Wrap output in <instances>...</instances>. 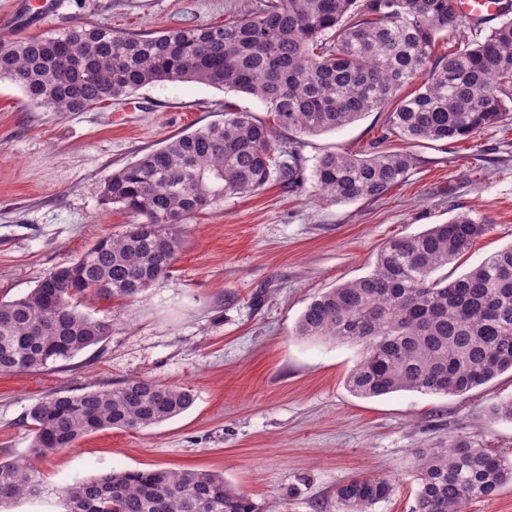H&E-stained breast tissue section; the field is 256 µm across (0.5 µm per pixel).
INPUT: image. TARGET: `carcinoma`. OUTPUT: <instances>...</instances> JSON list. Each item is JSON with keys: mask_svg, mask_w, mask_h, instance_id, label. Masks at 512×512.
I'll list each match as a JSON object with an SVG mask.
<instances>
[{"mask_svg": "<svg viewBox=\"0 0 512 512\" xmlns=\"http://www.w3.org/2000/svg\"><path fill=\"white\" fill-rule=\"evenodd\" d=\"M458 16L453 0H262L220 25L159 35L77 23L0 42V79L53 112H85L162 81L228 88L261 101L275 126L224 106V121L169 138L112 173L104 198L140 217L120 236L98 239L50 270L25 296L0 301V374L39 371L104 342L111 321L84 301L134 300L174 264L179 223L226 196L276 180L301 182L299 134L343 128L391 108L392 132L457 142L512 118V17L448 54L439 32ZM411 93L402 90L413 84ZM418 159L379 150L326 153L313 177L334 202L377 199ZM483 215L389 240L367 275L313 297L295 334L361 346L345 384L361 398L397 392L463 394L512 370V244L455 279L435 276L490 229ZM192 390L131 378L112 389L54 393L33 405L30 456L0 461V507L42 492L36 461L103 429L138 430L194 403ZM415 512L462 506L512 484V459L475 440L417 452ZM384 477L336 490L338 512H372L392 493ZM63 512H259L221 474L196 469L112 470L62 489Z\"/></svg>", "mask_w": 512, "mask_h": 512, "instance_id": "1", "label": "carcinoma"}]
</instances>
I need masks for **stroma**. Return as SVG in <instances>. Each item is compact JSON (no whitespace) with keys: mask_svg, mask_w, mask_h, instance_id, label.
Here are the masks:
<instances>
[{"mask_svg":"<svg viewBox=\"0 0 512 512\" xmlns=\"http://www.w3.org/2000/svg\"><path fill=\"white\" fill-rule=\"evenodd\" d=\"M0 0V41L72 24L121 32L220 24L259 0ZM274 116L255 99L196 82L165 81L84 112H49L0 80V300L29 293L53 267L133 215L103 197L106 180L170 137L222 121L225 104ZM371 112L335 131L301 136L305 181L229 196L177 227L170 273L136 301H101L86 313L112 333L57 368L0 376V461L28 456L29 408L88 385L112 388L139 376L192 390L180 416L138 430L104 429L39 465L44 492L0 512H61L59 492L112 470L194 468L224 476L261 512H337L336 490L377 475L394 490L373 512H413L416 451L473 439L512 458V421L489 409L512 396V372L462 395L351 394L345 379L359 345L304 338L295 324L311 298L368 274L388 240L462 213L492 221L461 260L459 276L512 244V120L453 144L411 141ZM418 163L379 199L326 202L313 171L326 152L373 147Z\"/></svg>","mask_w":512,"mask_h":512,"instance_id":"stroma-1","label":"stroma"}]
</instances>
